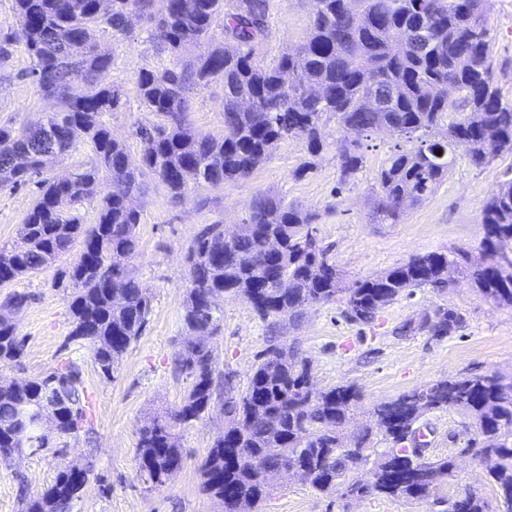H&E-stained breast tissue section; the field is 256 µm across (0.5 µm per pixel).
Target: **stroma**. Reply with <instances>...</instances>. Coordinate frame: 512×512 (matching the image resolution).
<instances>
[{
    "label": "stroma",
    "instance_id": "obj_1",
    "mask_svg": "<svg viewBox=\"0 0 512 512\" xmlns=\"http://www.w3.org/2000/svg\"><path fill=\"white\" fill-rule=\"evenodd\" d=\"M268 35L256 49L261 64H269L308 35L313 0H268ZM495 84L504 101L512 102V0H491L488 16ZM144 21L133 20L129 34L115 37L100 32L96 40L112 54L113 64L103 83L122 86L123 108L105 120L114 138L123 141L132 156L142 145L136 126L156 123L136 93L142 68H161L169 58L147 40ZM32 61L23 47H15L0 66V125L29 113L48 112L52 106L24 77ZM188 120L214 137L224 134V86L221 81L194 91ZM326 142L315 158H308L301 140L281 143L251 177L221 187L193 186L184 197L171 199L155 180L139 202V246L130 261L152 313L141 336L124 355L113 378L101 376L88 350L69 341L72 288L64 272L70 256H63L44 272L17 280L13 288L28 292V305L13 316L15 332L25 341L21 365L0 363V382L23 383L68 361L81 369L86 392L87 421L78 437L57 443L48 451L0 459V512H25L29 500L49 486L57 472L69 466L92 467L95 472L72 512H220L201 490L199 466L213 439L226 424L213 411L184 429L180 446L185 456L181 470L165 484L144 482L137 466V432L148 416L179 405L190 380L176 367V356L188 332L182 304L188 278L185 254L201 225L223 224L235 231L250 213L254 196L266 193L284 203L316 213L314 233L330 249L344 283L374 276L428 252H450L463 247L470 265L483 259L484 226L481 211L505 173L512 154L501 153L493 163L478 167L465 152H457L445 181L422 204L406 208L399 223L373 224L368 218L375 199L376 177L391 148L394 135L382 130L363 141L364 164L355 178L340 184L335 122H328ZM314 167L299 173L305 160ZM35 198L34 186L0 191V245L20 247V224ZM452 284L443 291L417 288L376 313L367 324L350 321L344 304L307 306L298 323L288 319L260 320L245 302L221 300L224 323L219 336L221 374L231 376L236 391H244L260 351L268 345L296 344L312 369L317 388L355 385L360 393L345 428L353 434L371 426L376 404L433 381L481 374L490 370L512 376V307L486 300L466 273L450 271ZM461 318L447 336L437 338L418 327L440 309ZM425 436L426 457L454 456L451 477L435 490L454 501L465 493L482 499L486 512H498V497L486 477V466L462 455L470 437L467 418L453 409L434 411L418 423ZM259 512H441L427 503L402 499L349 500L341 490L322 493L298 478L281 474L273 494Z\"/></svg>",
    "mask_w": 512,
    "mask_h": 512
}]
</instances>
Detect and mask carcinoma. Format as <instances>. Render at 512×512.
<instances>
[{
	"label": "carcinoma",
	"mask_w": 512,
	"mask_h": 512,
	"mask_svg": "<svg viewBox=\"0 0 512 512\" xmlns=\"http://www.w3.org/2000/svg\"><path fill=\"white\" fill-rule=\"evenodd\" d=\"M489 2L314 0L306 41L274 64L260 65L254 50L266 36L268 0H191L188 9L183 0H14L18 27L0 37V64L23 45L33 59L24 77L55 99L56 108L17 129L0 126V189L36 185L20 225L23 246L0 247V288L42 272L81 243L68 271L74 288L68 341L86 344L99 373L112 377L152 312L127 264L138 247L144 177L176 199L192 185L245 179L290 138L305 140L308 152L317 154L328 115L343 132L336 141L343 183L364 163L357 137L387 129L399 139L378 172L380 193L372 210L374 224L399 223L404 209L397 203L411 207L428 199L448 177L458 148L477 165L512 153V102L500 98L489 60ZM134 16L150 24L148 38L169 54L168 66L144 68L137 76L140 102L161 122L136 128L143 149L135 160L103 120L122 106V94L101 83L112 55L92 39L101 26L115 36L127 34ZM218 22L224 42L213 46ZM189 45L206 50L188 61L182 50ZM214 80L224 84L220 139L187 120L190 90ZM82 145L88 159L68 178L49 174L54 160ZM101 180L108 190L88 225L82 210ZM314 220L258 194L234 238L224 239L222 224H207L196 235L188 249L182 313L191 336L178 357L191 383L177 407L139 429V475L160 485L182 468L178 431L218 408L227 425L208 448L201 475L203 492L222 512H258L271 495L264 474L283 469L323 493L339 487L348 499L426 502L451 475L454 459L417 461V448L402 445L401 438L423 415L449 408L469 419L483 453L492 456L488 479L500 503L512 506V377L489 371L440 380L400 395L413 398L401 413L392 412V400L375 406V429L393 446L366 480L354 473L366 459L372 430L344 434L359 399L354 385L319 390L297 350L270 345L242 393L220 387L216 337L224 310L217 299L238 297L264 320H295L308 305L342 299L350 320L368 323L406 292L448 287V268L468 261L462 250L416 255L345 287L312 234ZM481 224V250L489 260L473 271L474 284L485 299L512 307V177L485 203ZM30 300L13 291L0 301L1 363L24 356L25 341L11 316ZM458 323L457 314L446 310L424 327L446 336ZM49 389L58 395L48 406L52 433L78 436L86 417L84 391L79 367L68 363L23 386L0 384V452L50 448L49 433L34 417ZM91 473L88 467L76 473L63 468L26 512H71ZM451 512H483V506L467 493Z\"/></svg>",
	"instance_id": "carcinoma-1"
}]
</instances>
